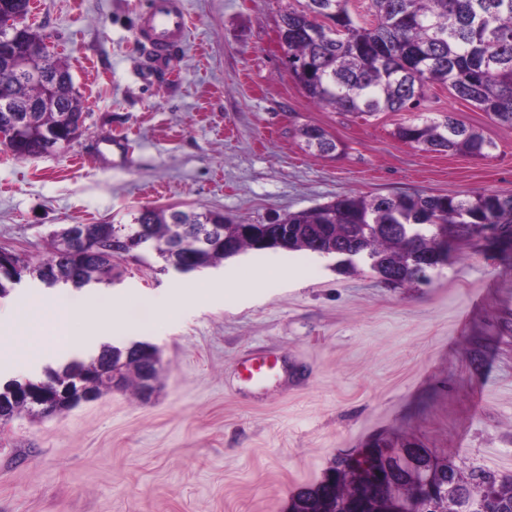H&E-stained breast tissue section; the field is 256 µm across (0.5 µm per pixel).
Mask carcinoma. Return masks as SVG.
<instances>
[{
	"mask_svg": "<svg viewBox=\"0 0 512 512\" xmlns=\"http://www.w3.org/2000/svg\"><path fill=\"white\" fill-rule=\"evenodd\" d=\"M372 20L357 21L350 0H300L280 15V47L288 74L313 102L341 114L373 116L381 112H411L413 118L396 128L395 136L426 151L487 158L495 144L474 131L452 112L436 117L426 114L423 103L433 84L448 87L458 99L487 113L501 124L512 125V0H369ZM322 14L328 22L320 23ZM343 32L336 33V26ZM43 37L27 30L32 49L19 51V63L31 71L52 70L62 81L43 110L22 124L19 139L10 144L18 158L43 154L46 133L56 132L68 142L83 134L84 102L76 91L69 66L53 54L33 50ZM296 134L306 150L321 156H338L339 144L322 128L304 125ZM170 207L142 206L130 224H87L88 245L63 250L67 241L54 232L46 258L35 264L16 257L0 268V296L28 276L47 288L80 291L112 284V258L91 253L96 247L111 248L119 237L147 233L137 252L169 268L173 249L188 239L191 229L211 221L210 209H188L185 227L171 224ZM227 243L218 242L198 251L184 248L178 257L188 272L217 267L225 260L256 254L253 239L239 232V224L222 218ZM281 223L293 228L289 252H306L351 258L347 269L362 264L384 281L403 285L418 280L416 268L427 255L442 248L454 253L476 241L477 228L493 224L500 243L512 248V195L473 191L463 195L425 192L397 195L348 193L306 210L287 214ZM61 271V279L48 282L47 271ZM157 348L135 342L120 348L102 344L97 356L73 359L46 370L45 378L31 384L60 381L74 386L106 385L112 362L126 361L128 377L151 365ZM407 458L390 456L391 471L370 472L356 480L321 482L298 492L291 512H316L322 498L344 502L369 488L383 495L412 472L410 459L427 458L435 466L434 477L448 479L454 488L447 512H460L467 503L486 512H512V480L488 485L476 478L478 467L463 469L426 448L396 449Z\"/></svg>",
	"mask_w": 512,
	"mask_h": 512,
	"instance_id": "1",
	"label": "carcinoma"
}]
</instances>
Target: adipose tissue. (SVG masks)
I'll use <instances>...</instances> for the list:
<instances>
[{"mask_svg":"<svg viewBox=\"0 0 512 512\" xmlns=\"http://www.w3.org/2000/svg\"><path fill=\"white\" fill-rule=\"evenodd\" d=\"M14 321L25 324L28 330L25 344L14 342L9 346L11 356L19 362L44 352L75 350L85 345L87 339L78 333V326H88L98 336L111 335L115 328L112 296L108 293L80 298H35L27 302L23 315L15 316Z\"/></svg>","mask_w":512,"mask_h":512,"instance_id":"adipose-tissue-1","label":"adipose tissue"}]
</instances>
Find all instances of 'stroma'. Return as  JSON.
<instances>
[{
	"label": "stroma",
	"mask_w": 512,
	"mask_h": 512,
	"mask_svg": "<svg viewBox=\"0 0 512 512\" xmlns=\"http://www.w3.org/2000/svg\"><path fill=\"white\" fill-rule=\"evenodd\" d=\"M36 2L25 23L68 62L86 131L38 158L0 146V248L26 260L47 255L54 229L127 224L143 205L271 224L351 191L512 195V126L444 86L428 89L426 108L492 140L490 158L399 140L405 112L313 103L282 62L289 0H184L189 35L167 69L137 38L144 0ZM304 125L343 154L307 151ZM279 263L285 275H263ZM116 264V314L182 299L142 333L164 365L160 390L145 400L131 382L0 426V512H289L337 457L378 442L512 478V260L499 244L462 248L403 286L304 253L188 275ZM256 356L277 360L275 379H242Z\"/></svg>",
	"instance_id": "obj_1"
}]
</instances>
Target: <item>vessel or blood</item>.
<instances>
[{
    "label": "vessel or blood",
    "instance_id": "b4317fda",
    "mask_svg": "<svg viewBox=\"0 0 512 512\" xmlns=\"http://www.w3.org/2000/svg\"><path fill=\"white\" fill-rule=\"evenodd\" d=\"M188 29L183 0H146L139 17V33L156 60L171 61Z\"/></svg>",
    "mask_w": 512,
    "mask_h": 512
}]
</instances>
